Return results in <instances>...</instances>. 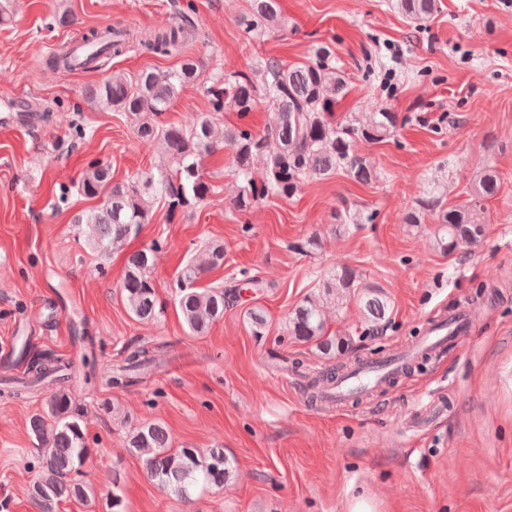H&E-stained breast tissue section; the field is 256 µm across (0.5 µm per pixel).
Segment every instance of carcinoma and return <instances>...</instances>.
<instances>
[{
    "mask_svg": "<svg viewBox=\"0 0 512 512\" xmlns=\"http://www.w3.org/2000/svg\"><path fill=\"white\" fill-rule=\"evenodd\" d=\"M172 6L180 22L140 34L136 41L142 49L156 55H178L185 41L199 36L197 25L179 0H172ZM393 7L412 21L428 20L439 11L438 0H394ZM281 21L279 0H252L251 10L241 22L242 33L250 42L275 30ZM82 41L89 52L65 47L44 58L42 65L56 71L97 68L104 59L122 54L129 37L121 30L94 31ZM189 85L203 87L209 109L193 113L181 123L162 122L176 95ZM348 88L336 51L324 43L316 45L304 62L288 64L268 58L251 75L219 70L206 77L203 61L193 56L182 57L175 67L165 71L148 67L134 75L114 73L90 87V100L106 110L133 116L137 138L160 144L169 165L144 172L130 182H115L109 166L91 163L79 190L89 198L101 199V206L75 217L74 223L85 225L87 243L99 254L108 255L149 223L152 201L165 199L173 208L203 201L210 192L204 159L217 144L213 114L229 111L244 117L260 101L273 108L262 132L257 134L244 126L224 128V147L231 152L238 181L233 200L236 211L245 213L265 198H291L304 181L327 179L338 171L357 183L369 184L376 178V170L358 153L357 144L394 136L399 116L381 108L376 112H350L336 119V106ZM499 189L498 172L486 167L472 181L468 199L444 208L439 185L432 181L418 207L407 211L402 222L420 224L424 215L432 212L437 219L434 243L441 251L453 253L476 247L487 234L486 202ZM332 218L337 228L349 230L373 222L375 213L361 216L344 207L332 213ZM157 252L155 245L131 252L126 260L122 293L131 316L142 322L158 323L166 311L153 280ZM205 254L204 262L189 261L178 276L176 301L184 323L195 335L204 334L223 317L226 302L236 295L222 287H197V281L208 271L224 265L223 245L211 243ZM353 298L362 305L366 323L380 328L389 311L387 297L376 287L362 284L360 274L343 264L327 271L318 294L306 296L296 305L288 317L287 335L298 342L315 344L324 355L342 350L349 338L327 334L325 308L339 310ZM159 363L158 356L134 348L124 364L104 371L102 381L109 387H125ZM70 370L71 364L61 358L35 360L29 368L30 379L5 382L0 396L20 398L32 386L64 383L70 378ZM83 426V408L62 388L47 393L43 412L30 418L29 433L35 441L39 470L29 484L28 494L39 512H57L67 499L94 496L92 487L75 478L90 455ZM128 448L143 458L148 478L186 500L199 487H224L231 472L224 449H175L160 422L132 429ZM119 483L118 475L109 478L108 512H124Z\"/></svg>",
    "mask_w": 512,
    "mask_h": 512,
    "instance_id": "cac0c4a2",
    "label": "carcinoma"
}]
</instances>
